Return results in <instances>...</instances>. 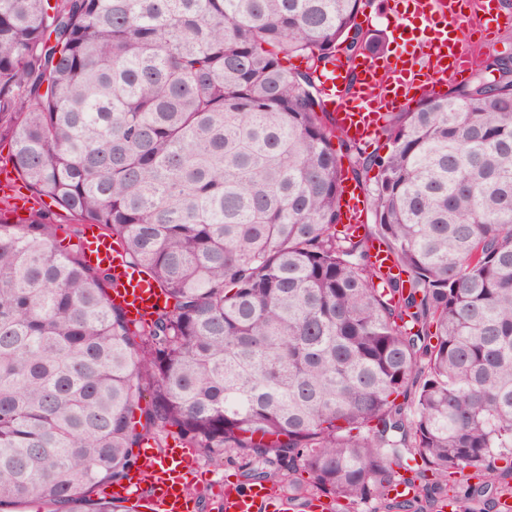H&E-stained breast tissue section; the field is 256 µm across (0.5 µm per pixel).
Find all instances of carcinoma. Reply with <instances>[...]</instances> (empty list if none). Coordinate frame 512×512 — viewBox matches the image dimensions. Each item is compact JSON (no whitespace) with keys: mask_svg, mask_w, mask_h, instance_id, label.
Returning a JSON list of instances; mask_svg holds the SVG:
<instances>
[{"mask_svg":"<svg viewBox=\"0 0 512 512\" xmlns=\"http://www.w3.org/2000/svg\"><path fill=\"white\" fill-rule=\"evenodd\" d=\"M367 4L0 0L8 161L77 223L64 244L48 209L0 216V512H117L97 490L172 428L348 512H486L512 489V56L388 114L369 152L317 77L374 50ZM87 224L163 292L149 322L110 302ZM402 472L416 494L394 504ZM343 224H364L367 218L366 199L353 183L346 182L341 197Z\"/></svg>","mask_w":512,"mask_h":512,"instance_id":"1","label":"carcinoma"}]
</instances>
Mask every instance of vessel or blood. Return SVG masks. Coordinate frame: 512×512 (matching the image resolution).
<instances>
[{"label": "vessel or blood", "mask_w": 512, "mask_h": 512, "mask_svg": "<svg viewBox=\"0 0 512 512\" xmlns=\"http://www.w3.org/2000/svg\"><path fill=\"white\" fill-rule=\"evenodd\" d=\"M412 3V10L397 14L396 28L406 35L401 52L392 57L368 55L357 65L337 59L321 77L325 105L337 127L351 138L362 142L372 139L387 113L404 110L425 89L471 72L472 56L459 44V29L488 38L500 25L494 15L475 10L463 13L461 0ZM341 214L346 224L366 221V199L353 183L343 186ZM85 239L88 261L112 273L111 302L122 307L130 320H149L164 302L158 288L130 266L120 247L101 235L96 226L86 227ZM143 459L152 474L148 493L138 497L132 487L117 485L113 497H137L145 512H196L197 501L189 492L194 475L186 448L172 447L160 454L148 450ZM297 507L276 488L259 485L246 489L225 486L219 502L220 512H296Z\"/></svg>", "instance_id": "1"}]
</instances>
